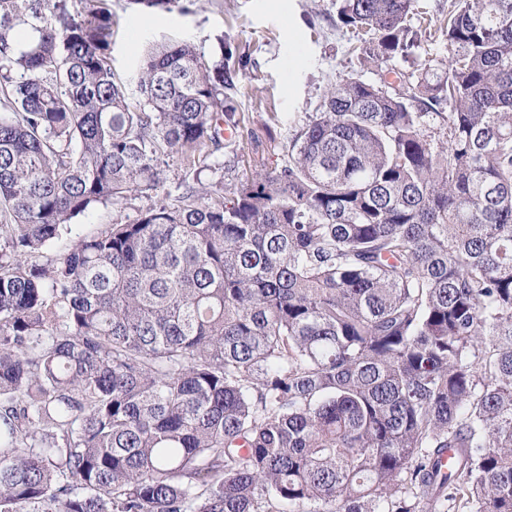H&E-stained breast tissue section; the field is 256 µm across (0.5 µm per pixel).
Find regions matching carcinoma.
<instances>
[{
    "label": "carcinoma",
    "instance_id": "1",
    "mask_svg": "<svg viewBox=\"0 0 512 512\" xmlns=\"http://www.w3.org/2000/svg\"><path fill=\"white\" fill-rule=\"evenodd\" d=\"M0 0V512H512V0H341L364 61L288 159L45 258L238 128L106 0Z\"/></svg>",
    "mask_w": 512,
    "mask_h": 512
}]
</instances>
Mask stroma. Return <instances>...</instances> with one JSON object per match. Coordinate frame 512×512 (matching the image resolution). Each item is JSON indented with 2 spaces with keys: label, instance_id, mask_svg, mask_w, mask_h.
<instances>
[{
  "label": "stroma",
  "instance_id": "1",
  "mask_svg": "<svg viewBox=\"0 0 512 512\" xmlns=\"http://www.w3.org/2000/svg\"><path fill=\"white\" fill-rule=\"evenodd\" d=\"M119 20L112 37L114 73L129 79L152 41H190L205 57L231 50L235 87L227 91L239 127L198 170L168 158L159 181L117 205L97 207L73 221L72 237L125 223L150 206L174 201L185 184L202 181L229 194L243 173L280 166L286 158L288 117L316 112L331 84L348 75L371 82L377 72L352 52L350 34L336 23V0H180L171 10H149L134 0H108Z\"/></svg>",
  "mask_w": 512,
  "mask_h": 512
}]
</instances>
